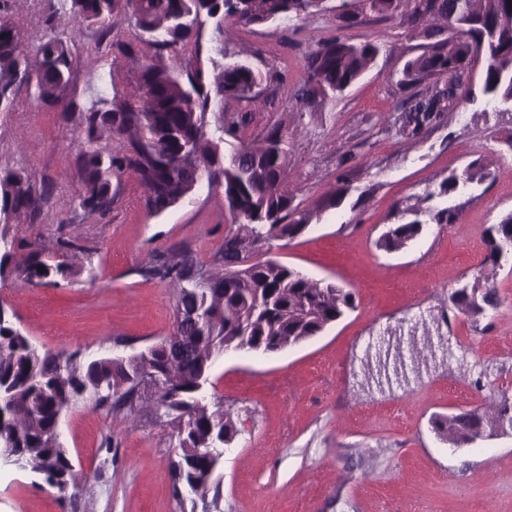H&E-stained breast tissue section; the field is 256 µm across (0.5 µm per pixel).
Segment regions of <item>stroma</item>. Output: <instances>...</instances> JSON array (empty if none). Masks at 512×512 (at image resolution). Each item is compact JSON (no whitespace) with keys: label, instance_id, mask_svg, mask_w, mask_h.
Listing matches in <instances>:
<instances>
[{"label":"stroma","instance_id":"obj_1","mask_svg":"<svg viewBox=\"0 0 512 512\" xmlns=\"http://www.w3.org/2000/svg\"><path fill=\"white\" fill-rule=\"evenodd\" d=\"M56 0H10L7 19L27 49L49 28L70 35L76 65L68 99L88 106L109 67L135 82L157 58L128 15L77 26ZM264 27L209 21L200 62L222 47L228 59L261 75L250 99L228 102L245 119L246 141L273 125L288 132L284 189L308 228L274 258L308 277L355 294L354 310L325 333L281 352L229 351L212 365L207 403L230 407L238 434L216 472L218 497L174 490L179 452L174 425L153 402L111 411L83 400L60 419V442L81 482L59 493L33 472L0 462V512H512V434L464 447L437 436L432 416L492 407L512 396V256L485 263L486 229L512 212V110L489 104L478 72L466 74L468 100L402 132L397 120L424 94L399 86L407 60L423 51L395 19L374 14L340 30L335 7ZM367 37L381 51L371 68L324 106L300 107L304 53L338 34ZM131 47L121 55L114 42ZM76 120L46 109L31 90L0 105V166L47 187L36 223L15 234V261L32 251L84 272L55 287L0 279V306L40 350L83 357L140 351L169 335L177 298L148 267L174 250L203 269L220 266L231 217L222 191L196 187L161 214L148 207L135 174L112 177V208L78 204L81 183ZM496 174L452 197L440 195L450 173L473 160ZM443 208L449 223H436ZM420 221L406 248L377 242L390 225ZM496 288L497 305L472 316L448 297L463 281Z\"/></svg>","mask_w":512,"mask_h":512}]
</instances>
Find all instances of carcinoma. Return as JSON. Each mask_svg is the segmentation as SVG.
<instances>
[{
  "instance_id": "obj_1",
  "label": "carcinoma",
  "mask_w": 512,
  "mask_h": 512,
  "mask_svg": "<svg viewBox=\"0 0 512 512\" xmlns=\"http://www.w3.org/2000/svg\"><path fill=\"white\" fill-rule=\"evenodd\" d=\"M130 0H59L60 9L77 25H104L127 11ZM324 0H137L133 19L139 38L160 51L179 56L196 45L202 18L224 17L245 27L266 26L308 17ZM341 0L337 17L342 27L357 26L368 13L400 23L428 40L425 50L408 60L399 85L412 88L436 78L443 87L421 98L405 116L404 126L417 131L451 107V85L471 69L472 53L483 56L482 93L495 104L512 107V0ZM379 53L369 38L352 41L342 35L309 48L299 103L315 109L357 82ZM30 55L11 22L0 20V105L15 86L34 89L42 104L64 106L72 82L74 56L71 38L54 30ZM217 73L168 64L163 57L141 66L136 84L119 90L118 69H109L106 90L82 112L78 124L83 138L76 147L82 181L80 205L105 214L112 207V174L130 170L146 190L150 208L160 214L191 189L198 167L214 174V188L222 190L232 217L221 252L224 271H204L192 255L176 250L149 273L175 288L177 304L196 308L202 327L183 326L187 352L171 357L153 350L138 358H85L81 353L44 352L31 345L15 323V314L0 307V447L22 459L25 468L44 476L59 492L77 488L74 465L60 442V416L84 392L94 393V405L132 412L141 392L133 382L154 376L164 386L151 391L157 408L176 425L180 452L172 463L174 488L189 478L197 494L219 495L214 475L223 455L209 445L236 433L230 413L219 405L209 409L200 386L208 384L213 354L227 342L251 350L293 345L298 339L319 336L354 309L351 290L314 281L275 258L254 259L272 249L273 242L301 234L310 216L293 205L283 190L287 177L288 132L274 125L254 148L241 135L244 119L224 111L227 101L251 97L260 75L247 63L215 64ZM214 117L207 131V115ZM124 151L112 153V140ZM492 172L481 160L471 162L458 176L448 175L440 194L448 197L462 188L481 184ZM46 189L38 190L31 177L0 167V278L17 275L27 284L56 287L73 274V266L53 263L37 251L23 267L11 265L13 226L37 220ZM423 230L417 221L392 224L377 245L396 252ZM512 242V212L486 229L485 261L498 264L504 245ZM449 301L460 312L477 315L497 302L495 291L480 282L464 283ZM512 419V399L501 396L489 415L474 407L458 414L431 418L435 434L456 447L468 435L493 436L499 422Z\"/></svg>"
}]
</instances>
